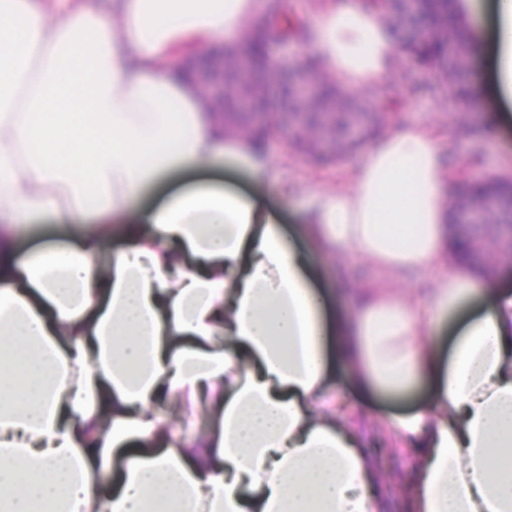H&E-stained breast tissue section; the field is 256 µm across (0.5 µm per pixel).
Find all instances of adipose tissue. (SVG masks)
<instances>
[{
	"label": "adipose tissue",
	"mask_w": 512,
	"mask_h": 512,
	"mask_svg": "<svg viewBox=\"0 0 512 512\" xmlns=\"http://www.w3.org/2000/svg\"><path fill=\"white\" fill-rule=\"evenodd\" d=\"M466 9L511 99L512 0ZM315 12L295 64L316 56L347 96L392 75L379 12ZM270 23L269 0H112L106 15L0 0V512H389L337 369L361 395L429 387L381 421L413 457L408 512H512V294L444 245L452 175L433 130L391 129L351 176L298 192L167 66L220 40L247 50ZM225 166L253 193L202 182L137 205ZM266 194L302 196L296 236ZM39 220L74 243L16 261L18 226ZM327 253L380 273L351 285V312L318 285Z\"/></svg>",
	"instance_id": "obj_1"
}]
</instances>
